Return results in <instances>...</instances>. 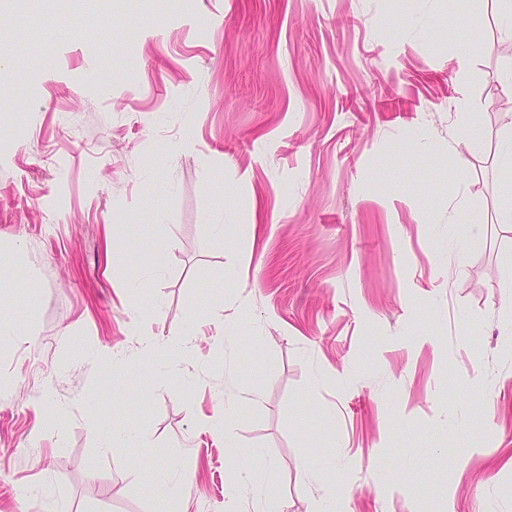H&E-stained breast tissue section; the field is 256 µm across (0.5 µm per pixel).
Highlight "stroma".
<instances>
[{
	"label": "stroma",
	"instance_id": "1",
	"mask_svg": "<svg viewBox=\"0 0 512 512\" xmlns=\"http://www.w3.org/2000/svg\"><path fill=\"white\" fill-rule=\"evenodd\" d=\"M40 8L21 52L52 54L0 111V512H161L153 462L189 470L186 512H512V122L487 110L512 23L490 0ZM237 399L234 456L210 428ZM119 424L143 456L102 446ZM255 448L261 499L234 479Z\"/></svg>",
	"mask_w": 512,
	"mask_h": 512
}]
</instances>
